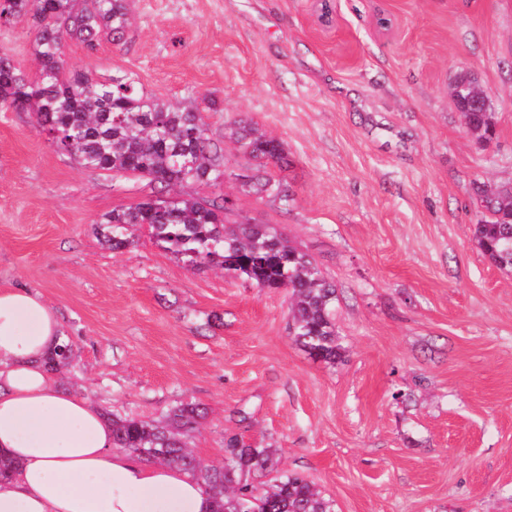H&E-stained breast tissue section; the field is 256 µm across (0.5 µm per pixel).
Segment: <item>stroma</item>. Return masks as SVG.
Segmentation results:
<instances>
[{"label":"stroma","mask_w":512,"mask_h":512,"mask_svg":"<svg viewBox=\"0 0 512 512\" xmlns=\"http://www.w3.org/2000/svg\"><path fill=\"white\" fill-rule=\"evenodd\" d=\"M125 42L65 47L70 69L137 74L163 100L213 98V138L248 119L284 142L272 168L293 200L243 191L239 213L288 234L335 282L343 358L289 335L288 294L195 270L147 230L108 249L105 214L157 194L82 166L32 113L0 108V285L40 293L73 344L62 389L155 419L182 400L208 414L194 440L273 444L335 512H512V272L471 240L478 186L512 182V0H127ZM391 21L380 32L376 19ZM28 18L0 54L35 72ZM475 72L496 110L480 147L448 86Z\"/></svg>","instance_id":"35a3bbf8"}]
</instances>
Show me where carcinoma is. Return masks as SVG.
<instances>
[{"instance_id": "1", "label": "carcinoma", "mask_w": 512, "mask_h": 512, "mask_svg": "<svg viewBox=\"0 0 512 512\" xmlns=\"http://www.w3.org/2000/svg\"><path fill=\"white\" fill-rule=\"evenodd\" d=\"M25 16L31 17L35 29L38 68L31 76L0 55V104L33 113L36 124L81 165L146 177L166 189L105 215L101 236L108 247L127 248V231L140 226L193 268L216 265L254 288H286L294 343L328 364L340 360L336 285L313 257L267 224L229 221L233 210L224 207L223 195L200 200L174 192L187 183L224 181L225 149L208 135L203 116L217 111V102L163 101L147 94L133 73L100 80L91 71L66 68L67 42L94 51L104 36L124 37L131 26L126 0H84L79 9L73 0H0V24ZM455 84L466 99L479 82L473 74L461 72ZM461 118L480 145L495 138L492 101L476 112L461 113ZM224 137L251 161L248 173L240 175L242 186L288 205V183L270 174V168L288 165L283 143L243 119L232 122ZM479 192L488 215L472 226V239L498 268L512 271V184ZM257 260L266 262L260 277L245 268ZM72 358L73 345L66 337L43 366L59 374ZM108 418L113 447L149 463L179 468L211 497L214 512H335L333 501L314 483L279 469L277 448L253 446L231 436L225 440L224 463L204 464L191 447L205 418V408L196 402H181L158 419L111 412Z\"/></svg>"}]
</instances>
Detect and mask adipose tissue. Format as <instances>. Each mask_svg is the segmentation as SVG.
<instances>
[{
	"mask_svg": "<svg viewBox=\"0 0 512 512\" xmlns=\"http://www.w3.org/2000/svg\"><path fill=\"white\" fill-rule=\"evenodd\" d=\"M62 339L40 295L0 286V451L19 464L0 512H211L200 485L113 450L111 421L59 388L42 361Z\"/></svg>",
	"mask_w": 512,
	"mask_h": 512,
	"instance_id": "obj_1",
	"label": "adipose tissue"
}]
</instances>
